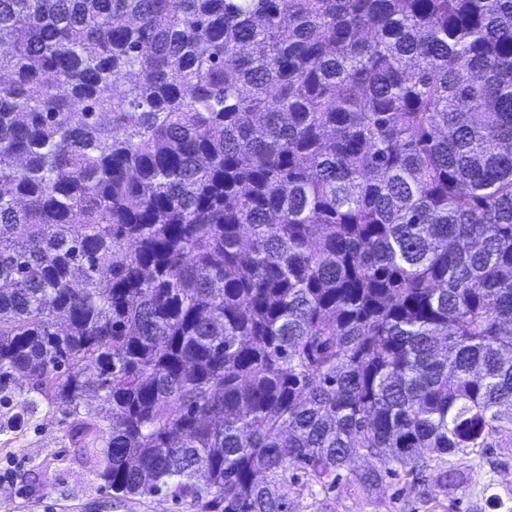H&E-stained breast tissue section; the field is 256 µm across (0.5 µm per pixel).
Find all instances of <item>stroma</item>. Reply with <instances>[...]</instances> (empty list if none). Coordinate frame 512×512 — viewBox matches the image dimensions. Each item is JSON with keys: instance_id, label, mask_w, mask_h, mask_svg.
Instances as JSON below:
<instances>
[{"instance_id": "stroma-1", "label": "stroma", "mask_w": 512, "mask_h": 512, "mask_svg": "<svg viewBox=\"0 0 512 512\" xmlns=\"http://www.w3.org/2000/svg\"><path fill=\"white\" fill-rule=\"evenodd\" d=\"M91 385L78 409L40 402L28 423L19 430L0 432V512H194L189 503L171 498L131 495L114 497L99 486L95 466L86 462L70 435L76 416L105 414V393L95 384L96 369L86 372ZM449 467L461 480L449 486L443 504L449 512H501L512 502V447L495 448L483 459L455 455ZM432 506L398 493V482L384 478L371 487L360 486L344 474L329 492L294 493L291 512H431Z\"/></svg>"}]
</instances>
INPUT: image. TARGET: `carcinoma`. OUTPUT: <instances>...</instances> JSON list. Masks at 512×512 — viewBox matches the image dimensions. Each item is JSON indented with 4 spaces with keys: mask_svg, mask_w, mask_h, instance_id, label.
Listing matches in <instances>:
<instances>
[{
    "mask_svg": "<svg viewBox=\"0 0 512 512\" xmlns=\"http://www.w3.org/2000/svg\"><path fill=\"white\" fill-rule=\"evenodd\" d=\"M0 76V394L96 368L103 488L512 447V0H0Z\"/></svg>",
    "mask_w": 512,
    "mask_h": 512,
    "instance_id": "cac0c4a2",
    "label": "carcinoma"
}]
</instances>
